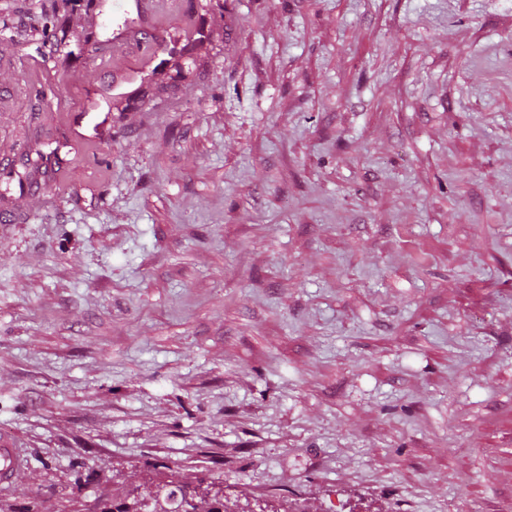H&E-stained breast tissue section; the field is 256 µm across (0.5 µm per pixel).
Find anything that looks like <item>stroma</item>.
<instances>
[{
  "mask_svg": "<svg viewBox=\"0 0 512 512\" xmlns=\"http://www.w3.org/2000/svg\"><path fill=\"white\" fill-rule=\"evenodd\" d=\"M51 19L0 0V165L62 158L0 212V512H512V0H179L115 111L123 13L55 101ZM11 447L12 444L9 440L0 439V486L11 485L23 466V459L17 448ZM170 483V488L165 495H161L163 503L171 509L165 512H224V510H219L213 506L212 503L202 498L194 497L193 492L195 489L190 491L188 486ZM168 500L171 502H167Z\"/></svg>",
  "mask_w": 512,
  "mask_h": 512,
  "instance_id": "stroma-1",
  "label": "stroma"
}]
</instances>
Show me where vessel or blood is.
<instances>
[{
	"label": "vessel or blood",
	"instance_id": "1",
	"mask_svg": "<svg viewBox=\"0 0 512 512\" xmlns=\"http://www.w3.org/2000/svg\"><path fill=\"white\" fill-rule=\"evenodd\" d=\"M122 7L130 20L112 32L115 45L142 64H150L157 49L166 45L167 35L156 27L157 0H123ZM23 459L7 439H0V486L11 485Z\"/></svg>",
	"mask_w": 512,
	"mask_h": 512
}]
</instances>
